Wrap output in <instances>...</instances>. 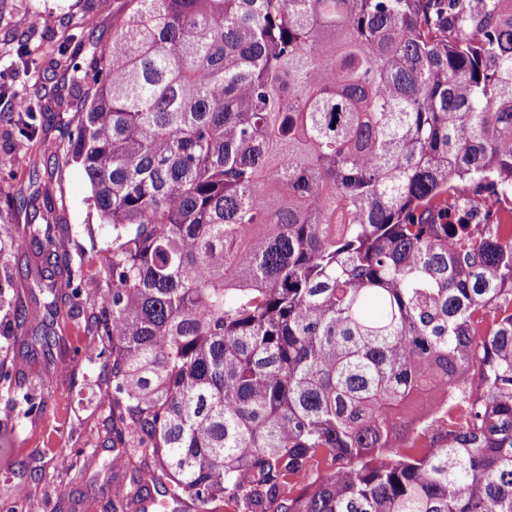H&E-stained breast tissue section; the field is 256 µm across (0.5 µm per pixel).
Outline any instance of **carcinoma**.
I'll list each match as a JSON object with an SVG mask.
<instances>
[{"label":"carcinoma","instance_id":"obj_1","mask_svg":"<svg viewBox=\"0 0 512 512\" xmlns=\"http://www.w3.org/2000/svg\"><path fill=\"white\" fill-rule=\"evenodd\" d=\"M92 82L107 512H512V0H126Z\"/></svg>","mask_w":512,"mask_h":512}]
</instances>
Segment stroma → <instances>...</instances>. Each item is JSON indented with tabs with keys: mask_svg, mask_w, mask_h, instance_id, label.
Here are the masks:
<instances>
[{
	"mask_svg": "<svg viewBox=\"0 0 512 512\" xmlns=\"http://www.w3.org/2000/svg\"><path fill=\"white\" fill-rule=\"evenodd\" d=\"M124 9L125 0H0V346L12 341L14 306L35 302L17 272L16 240L28 225H59L56 250L83 291V316L54 320L62 351L37 350L13 365L33 408L13 402L0 381V493L11 490L35 512H53L78 489L85 497L76 512H102L97 489L113 472V453L100 445L108 357L83 353L91 341L85 316L108 288L100 250L112 227L100 222L80 168L64 155L93 90L86 63ZM37 93L44 118L28 140L14 104ZM22 463L41 480L19 477Z\"/></svg>",
	"mask_w": 512,
	"mask_h": 512,
	"instance_id": "35a3bbf8",
	"label": "stroma"
}]
</instances>
